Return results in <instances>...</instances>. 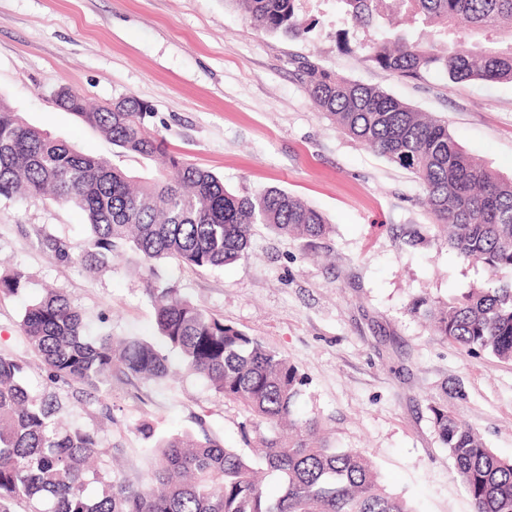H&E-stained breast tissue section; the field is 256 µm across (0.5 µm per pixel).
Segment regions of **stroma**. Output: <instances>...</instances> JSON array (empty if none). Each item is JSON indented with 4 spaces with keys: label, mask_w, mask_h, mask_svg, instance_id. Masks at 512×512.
<instances>
[{
    "label": "stroma",
    "mask_w": 512,
    "mask_h": 512,
    "mask_svg": "<svg viewBox=\"0 0 512 512\" xmlns=\"http://www.w3.org/2000/svg\"><path fill=\"white\" fill-rule=\"evenodd\" d=\"M300 37L255 28L227 0H0V98L23 119L74 150L103 156L135 177L153 161L117 147L53 101L62 85L91 105L133 96L152 108L145 124L165 149L249 195L278 187L323 213L331 230L309 241L258 224L247 254L224 267L167 260L164 278L208 312L262 340L306 377L298 404L318 415L333 443L372 459L381 483L416 512H471L429 406L443 400L500 458L512 461V362L432 336L408 307L449 301L486 285L443 233L412 247L406 226L432 219L414 174L365 149L319 112L303 63L378 87L447 120L459 146L512 178V83H448L433 71L402 77L366 60L378 28L344 26L335 0H300ZM89 229L76 209L45 198L0 197V275L29 277L0 292V353L25 367L30 394L54 392L60 424L95 430L94 465L147 476L148 423L156 435H203L251 453L256 435L238 402L219 397L184 368L164 383L113 382L106 404H80L76 383L50 384L20 328L25 307L47 289L77 306L92 332L153 340L155 312L142 261L123 250L91 269L54 260L40 241L68 245Z\"/></svg>",
    "instance_id": "stroma-1"
}]
</instances>
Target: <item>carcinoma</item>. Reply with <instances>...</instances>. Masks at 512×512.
Segmentation results:
<instances>
[{"instance_id": "obj_1", "label": "carcinoma", "mask_w": 512, "mask_h": 512, "mask_svg": "<svg viewBox=\"0 0 512 512\" xmlns=\"http://www.w3.org/2000/svg\"><path fill=\"white\" fill-rule=\"evenodd\" d=\"M270 34L297 36V0H226ZM363 26L401 16L432 44L403 33L366 46L367 59L402 76L443 72L448 82H512V0H336ZM467 22V36L457 27ZM441 47H436V44ZM315 107L366 149L411 171L421 183L434 223L451 230L448 245L464 261L484 266L495 280L443 306L418 300L409 312L429 322L433 335L512 361V179L468 155L448 122L415 111L376 87L304 67ZM58 106L96 128L127 154L161 158L156 174L136 181L109 159L83 155L26 124L0 100V197H44L73 207L90 233L76 247L48 236L43 251L60 261L104 267L127 247L142 257L146 293L154 302L159 342L85 334L81 311L61 293L49 292L25 307L21 329L41 357L47 379L84 387L77 402L105 404L112 379L160 381L171 374L172 355L206 380L220 397L239 402L267 425L258 433L267 474L281 492L268 496L259 468L244 453L208 435L143 439L148 478L134 484L89 466L95 432L62 431L63 409L52 393L31 396L24 367L0 354V512L26 503L29 512H413L387 492L360 452L321 438L317 417L297 414L306 378L288 358L236 326L160 286L155 263L173 260L192 268L219 267L240 259L253 226L311 241L330 231L324 216L299 197L272 187L237 195L211 172L170 154L144 124L149 108L129 96L89 109L67 88ZM27 274L0 276V291L17 292ZM434 430L461 477L472 512H512V462L486 448L480 434L448 407L429 406ZM101 492L91 497L89 485Z\"/></svg>"}]
</instances>
